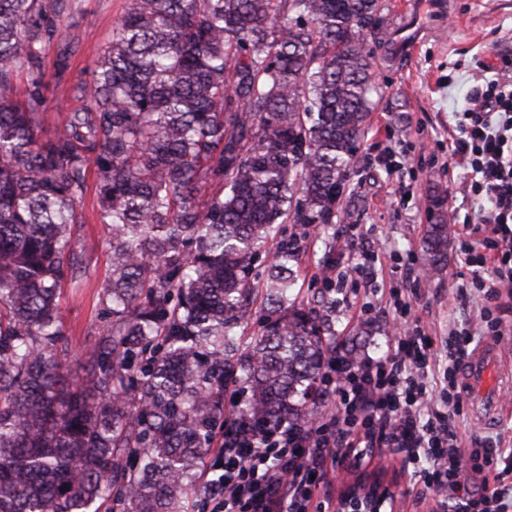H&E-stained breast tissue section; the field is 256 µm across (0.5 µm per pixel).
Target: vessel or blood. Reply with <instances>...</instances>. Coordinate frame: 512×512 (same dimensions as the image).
<instances>
[{"instance_id":"b4317fda","label":"vessel or blood","mask_w":512,"mask_h":512,"mask_svg":"<svg viewBox=\"0 0 512 512\" xmlns=\"http://www.w3.org/2000/svg\"><path fill=\"white\" fill-rule=\"evenodd\" d=\"M448 6L446 0H433L431 16L421 29L407 34L405 45L413 47L420 42L446 17ZM501 348L498 343L489 341L474 349L465 359L459 372L460 385L465 394L474 396V414L479 425L492 423L499 415L501 403L499 391L505 388V380H494L493 375L500 363Z\"/></svg>"}]
</instances>
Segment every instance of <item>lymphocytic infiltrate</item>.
<instances>
[{
  "mask_svg": "<svg viewBox=\"0 0 512 512\" xmlns=\"http://www.w3.org/2000/svg\"><path fill=\"white\" fill-rule=\"evenodd\" d=\"M448 160L470 170L468 195L481 198L480 224L463 225L460 253L465 264L488 270L468 296L491 332L489 300L512 297V72L500 69L473 93L472 106L455 126ZM473 330L451 331L434 352L420 329L392 336L386 354L354 363L329 359L324 389L334 405L311 427H244L218 451L219 478L204 485L211 512H331L319 499V483L344 461L369 466L381 449L395 448L406 462L429 464L419 497L445 490L465 501L466 512H512V448L487 438L479 449L463 447L455 425L463 395L458 373L470 353ZM446 356L440 401L428 389L438 356ZM491 484L470 492L468 475Z\"/></svg>",
  "mask_w": 512,
  "mask_h": 512,
  "instance_id": "1",
  "label": "lymphocytic infiltrate"
}]
</instances>
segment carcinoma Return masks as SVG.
I'll return each instance as SVG.
<instances>
[{
  "label": "carcinoma",
  "mask_w": 512,
  "mask_h": 512,
  "mask_svg": "<svg viewBox=\"0 0 512 512\" xmlns=\"http://www.w3.org/2000/svg\"><path fill=\"white\" fill-rule=\"evenodd\" d=\"M64 7L0 0V512H187L221 417L226 433L305 428L325 403L332 303L299 298L303 236L285 225L336 223L384 5L131 0L91 78L61 87L84 108L42 137ZM90 172L109 321L85 352L89 389L69 390L58 292ZM442 205L432 272L448 261Z\"/></svg>",
  "instance_id": "1"
}]
</instances>
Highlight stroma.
<instances>
[{
    "label": "stroma",
    "mask_w": 512,
    "mask_h": 512,
    "mask_svg": "<svg viewBox=\"0 0 512 512\" xmlns=\"http://www.w3.org/2000/svg\"><path fill=\"white\" fill-rule=\"evenodd\" d=\"M450 17L422 41L411 55L388 62L375 39L373 51L378 92L369 125L356 151L357 165L342 197L335 223L309 229L302 243L298 285L301 296L331 283L336 301V338L347 341L359 356L376 357L386 348L392 317L404 315L419 325L434 343L450 329L474 322L475 307L461 291L471 282L472 269L459 253L461 224L478 223L477 201L465 197L467 170L448 163L450 133L456 113L465 111L486 66H512V0H449ZM130 0H66L77 42L65 74L69 85L89 79L92 64L113 26L128 10ZM444 198L448 235V265L418 286L406 274L407 266L424 270L423 244L431 222L428 199ZM77 251L71 260L74 277L64 279L61 291L63 343L69 356L81 355L108 320L100 298L112 269V251L99 220L95 181H88L78 208ZM355 236H347L348 226ZM376 247L379 259L373 280L354 271L367 247ZM331 265L329 278L318 277L322 265ZM465 446L486 437L512 440V414L499 416L488 427L479 426L470 406L455 418ZM403 455L383 449L373 465L386 471L402 469L392 487L397 512H412L423 485V464L402 468Z\"/></svg>",
    "instance_id": "stroma-1"
}]
</instances>
